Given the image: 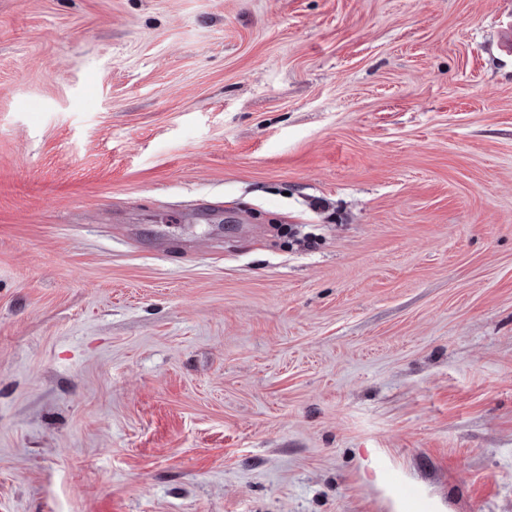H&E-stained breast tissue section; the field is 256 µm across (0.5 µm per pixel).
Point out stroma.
<instances>
[{
    "label": "stroma",
    "instance_id": "35a3bbf8",
    "mask_svg": "<svg viewBox=\"0 0 512 512\" xmlns=\"http://www.w3.org/2000/svg\"><path fill=\"white\" fill-rule=\"evenodd\" d=\"M509 28L0 0V512H512Z\"/></svg>",
    "mask_w": 512,
    "mask_h": 512
}]
</instances>
